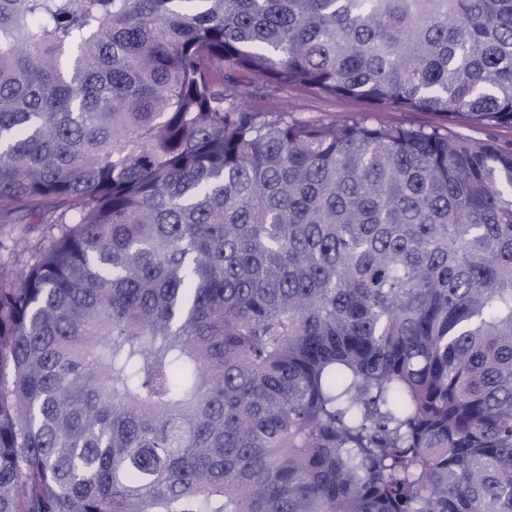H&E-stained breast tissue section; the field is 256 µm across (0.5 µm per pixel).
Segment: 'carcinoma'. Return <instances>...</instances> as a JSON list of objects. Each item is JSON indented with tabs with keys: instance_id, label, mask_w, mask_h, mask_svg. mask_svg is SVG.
<instances>
[{
	"instance_id": "cac0c4a2",
	"label": "carcinoma",
	"mask_w": 512,
	"mask_h": 512,
	"mask_svg": "<svg viewBox=\"0 0 512 512\" xmlns=\"http://www.w3.org/2000/svg\"><path fill=\"white\" fill-rule=\"evenodd\" d=\"M294 87L512 126V0H0V512H512V149ZM288 102L294 114L310 122H331L348 117L367 120L375 126L406 125L431 127L444 123L432 112H402L390 108H373L348 97H331L308 89L288 90Z\"/></svg>"
}]
</instances>
